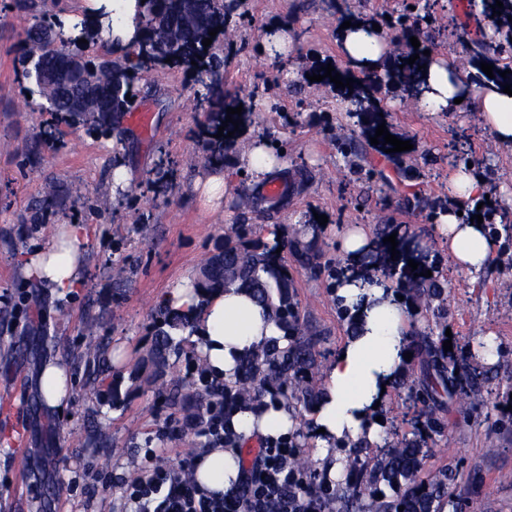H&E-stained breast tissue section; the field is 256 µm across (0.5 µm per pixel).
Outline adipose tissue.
<instances>
[{
	"mask_svg": "<svg viewBox=\"0 0 512 512\" xmlns=\"http://www.w3.org/2000/svg\"><path fill=\"white\" fill-rule=\"evenodd\" d=\"M138 0H82L80 13L63 16L66 36H76L77 23L94 24L112 13L111 29L101 36L112 47L125 49L137 38L135 17ZM339 52L352 72H381L389 55L383 34L368 26H350L339 32ZM428 112H455L467 104L479 112L485 127L500 146L512 149V96L502 85H474L468 70L442 57H430L416 95ZM448 252L460 271L475 273L490 260L485 226L460 221L451 207L439 217ZM89 235L85 224H65L60 238L43 251L24 260L26 276L45 283L58 298L67 300L84 286L80 249ZM339 305L348 308L355 333L327 367V387L314 409L315 442L322 451L331 445L359 440L380 442L382 426L374 417L384 388L392 386L405 368L411 334L410 315L394 286L384 280L361 276L340 277L334 290ZM172 310L195 317L193 334L212 376L234 380L239 360L283 333L267 306L249 290L230 286L200 295L193 279H184L164 296ZM231 422L243 438L253 435L288 434L293 420L287 407L274 403L245 406ZM241 452L236 448H212L205 452L195 471L198 486L208 493L228 494L242 479Z\"/></svg>",
	"mask_w": 512,
	"mask_h": 512,
	"instance_id": "ef3b65f1",
	"label": "adipose tissue"
}]
</instances>
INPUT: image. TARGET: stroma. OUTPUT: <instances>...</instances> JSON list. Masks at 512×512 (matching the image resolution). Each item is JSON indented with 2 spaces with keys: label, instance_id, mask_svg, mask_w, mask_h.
I'll return each instance as SVG.
<instances>
[{
  "label": "stroma",
  "instance_id": "1",
  "mask_svg": "<svg viewBox=\"0 0 512 512\" xmlns=\"http://www.w3.org/2000/svg\"><path fill=\"white\" fill-rule=\"evenodd\" d=\"M246 18L226 20L224 93L243 107L244 118L230 139L223 170L233 179V196L256 203L240 217L230 203L212 211L202 206L195 183L214 171L207 162V123L198 111L196 71L173 67L137 82L136 108L151 115L148 127L125 120L122 139L88 131L69 116L40 111L29 98L19 65L21 24L13 0H0V512H126L120 486L103 487L104 472L132 480L145 470L142 449L153 445L163 464L179 470L188 454L205 445L187 427L181 407L168 398L170 384L153 381L147 356L154 343L151 327L163 294L185 277L198 275L205 257L233 236L240 222L249 235L268 240L272 230L307 228L316 236L320 266L306 270L284 260L295 285L302 321L320 338V356L305 382L322 394L325 373L347 341L349 325L340 317L331 292L329 270L345 274L351 264L339 247L349 224L377 231L394 228L402 242L417 246L423 269L444 282L452 347L461 367L490 368L492 379L479 394L459 382L458 394L435 406L443 433L427 438L429 454L420 477L429 479L455 466L453 487L458 512H512V246L492 236V259L482 271L456 270L437 218L403 209L402 196L417 193L448 201L455 169L451 150L467 154L472 172L512 221V150L502 148L484 127L479 113L424 112L413 94L379 87L376 104L395 136L411 142L402 162L368 146L375 166L371 181H361L336 148L337 138L365 139L363 124L336 91L310 82L314 65H341L338 29L342 15L324 10L322 0H247ZM467 0H440L437 21L444 35L431 45L434 55L460 56L455 29L464 22ZM290 22L293 50L287 63L261 51L265 27ZM301 88L288 96V84ZM398 99L395 108L386 103ZM283 144L281 181L288 188L271 197L244 173L239 156L253 136ZM41 147L37 162L24 158L32 144ZM175 163L164 192L149 185L161 157ZM130 173L123 193L112 192V171ZM81 188L102 207L61 198L48 219L35 203L43 187ZM327 216L319 224L318 216ZM78 221L92 231L80 252L86 285L71 300L26 280L22 259L54 241L44 224ZM125 268L116 282L113 271ZM96 317L95 334L112 367L104 383L85 384V365L74 351ZM493 340L495 353L484 360L479 342ZM64 363L74 390L63 410L43 403L37 385L40 368ZM406 387H391L379 410L384 445L359 440L362 454L376 456L412 437L416 413L408 388H420V356L406 366ZM105 430L112 446L94 442ZM78 480L76 494L67 491Z\"/></svg>",
  "mask_w": 512,
  "mask_h": 512
}]
</instances>
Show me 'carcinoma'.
Instances as JSON below:
<instances>
[{"label": "carcinoma", "mask_w": 512, "mask_h": 512, "mask_svg": "<svg viewBox=\"0 0 512 512\" xmlns=\"http://www.w3.org/2000/svg\"><path fill=\"white\" fill-rule=\"evenodd\" d=\"M504 9L501 15L493 13L496 0H481L480 16L474 18L476 33L468 31L469 23L462 24L464 37L460 38L468 63L477 70L472 76L480 84L488 79L480 63L494 66V79L512 84V66L507 59L512 57V0H501ZM438 0H425L423 13H418L416 5L403 2V8L396 17L390 19L388 28L407 38L417 37L419 48L409 47L400 59L387 65L385 83L393 90L414 88L420 77L418 67L428 57L423 54L425 43L440 36L441 29L435 27L434 8ZM241 0H144L140 3L138 38L133 46L123 51L115 61L100 62L95 48L102 44L100 28L84 26L81 38L65 39L57 26L42 12H35L33 0H17L16 8L24 12L20 34L19 50L21 59L33 55L38 71L26 74L30 83L29 92L41 99V109L48 112H69L71 102L86 99L91 110L80 113L81 121L94 132L101 134L122 133L123 114L134 108L137 93L133 82L136 78L152 75L165 60L171 67L191 66L196 62L197 105L206 114L209 125L217 129L226 120V109L236 108L238 103L224 99V61L219 59V31L212 44L203 46V39L209 31L225 23V15L240 8ZM78 47V52L86 55L88 68L79 79L70 83H60L53 76L63 72L71 54L69 47ZM419 54L414 64H407L413 54ZM511 70L506 76L501 72ZM341 79L352 77L348 67L335 68ZM354 78V77H352ZM353 89H344L350 102L364 110V104L372 102L373 80L365 75L354 78ZM337 150L349 164L350 170L361 180L371 179L375 171L366 164V153L356 139L345 137L336 142ZM208 162L222 164L225 159L224 138H212L208 145ZM466 220L477 214L482 215L483 223L495 225L500 212L491 204L482 208H463ZM288 247L297 265L303 269L317 267L318 249L315 239L303 240L297 231L291 237L269 244L262 240L246 237L224 240L219 251L207 258L204 263L197 288L203 292L224 289L232 285L250 290L253 296L267 305L275 321L285 332L288 345L279 347L273 342L255 353L240 359L235 381L224 383V389L237 393L240 403L252 405L268 397L266 389L276 387V401L309 402L312 391L300 385L301 379L317 362L318 339L304 326L300 319L298 303L294 295L293 278L282 259L276 253L279 247ZM402 293L413 302H423L433 309L434 327L429 332L410 337V348L426 358L433 374L421 391L410 393L409 398L423 406L436 403L439 391L453 396L456 390L459 369L457 361L444 350L447 340L445 330L448 313L443 306L444 289L433 277L415 276L406 269L401 284ZM190 319L185 315L160 310L154 324L156 342L154 354L165 364L164 354L173 347V332L185 329ZM101 347L96 337H86L80 346L79 357L89 362L97 360ZM442 423L434 412L416 422L414 437L401 446L389 449L380 459L360 458L354 455L346 459L343 478L333 481L327 476V468L319 469L305 459L303 452L292 448L288 452V468L294 470L302 483L300 493L309 494L315 501L318 512H441L447 505L457 510L454 492L451 490L453 471L445 469L430 480L419 479V471L426 455L424 433H439ZM404 510H399V507Z\"/></svg>", "instance_id": "1"}]
</instances>
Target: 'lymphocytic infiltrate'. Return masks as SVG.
I'll use <instances>...</instances> for the list:
<instances>
[{"mask_svg": "<svg viewBox=\"0 0 512 512\" xmlns=\"http://www.w3.org/2000/svg\"><path fill=\"white\" fill-rule=\"evenodd\" d=\"M238 406L234 392L220 391L216 404L195 423L193 430L206 447H238L239 437L230 425V415ZM258 445L237 491L229 496L206 493L188 480V472L198 465L197 457L183 459L180 471L175 472L162 464L158 449L145 448L148 474L123 481L124 497L133 512H269V504L279 500L287 503L284 512H315L311 499L292 494L298 477L288 467L291 437H262Z\"/></svg>", "mask_w": 512, "mask_h": 512, "instance_id": "obj_1", "label": "lymphocytic infiltrate"}]
</instances>
